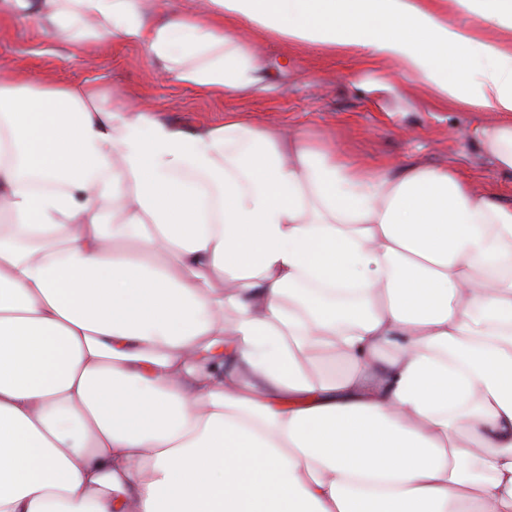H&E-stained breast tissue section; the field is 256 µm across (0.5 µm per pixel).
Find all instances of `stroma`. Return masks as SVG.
<instances>
[{
	"instance_id": "stroma-1",
	"label": "stroma",
	"mask_w": 512,
	"mask_h": 512,
	"mask_svg": "<svg viewBox=\"0 0 512 512\" xmlns=\"http://www.w3.org/2000/svg\"><path fill=\"white\" fill-rule=\"evenodd\" d=\"M258 43L276 73L275 83L235 99L198 92L162 74L141 46L90 40L83 51L74 52L25 18L0 22V68L40 86H85L107 103L134 99L187 127L222 125L225 111L235 110L261 127H288L312 137L331 133L347 151L369 162L455 166L477 188L512 199V179L497 171L468 135L471 113L435 103L427 87L401 75L394 63L378 69L400 88V95L372 103L350 84L366 69L360 59L263 37Z\"/></svg>"
}]
</instances>
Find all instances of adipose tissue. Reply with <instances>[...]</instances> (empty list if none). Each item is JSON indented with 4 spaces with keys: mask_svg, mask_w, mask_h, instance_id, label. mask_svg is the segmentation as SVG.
<instances>
[{
    "mask_svg": "<svg viewBox=\"0 0 512 512\" xmlns=\"http://www.w3.org/2000/svg\"><path fill=\"white\" fill-rule=\"evenodd\" d=\"M17 16L227 97L269 85L257 33L393 60L498 113L471 135L512 175V0H0ZM0 512H512V201L1 73Z\"/></svg>",
    "mask_w": 512,
    "mask_h": 512,
    "instance_id": "obj_1",
    "label": "adipose tissue"
}]
</instances>
